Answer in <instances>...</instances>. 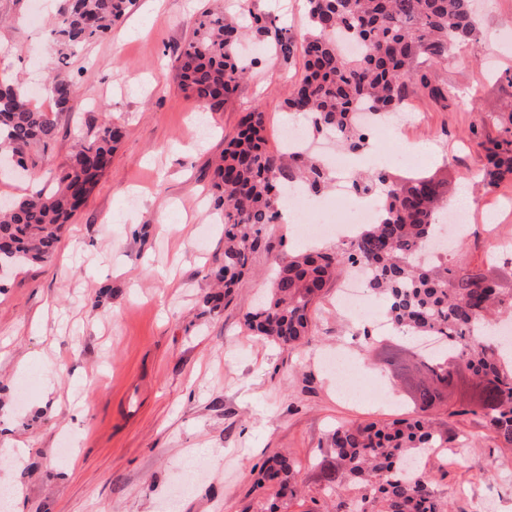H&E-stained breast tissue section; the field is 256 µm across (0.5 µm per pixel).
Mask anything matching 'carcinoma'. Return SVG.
Here are the masks:
<instances>
[{"label":"carcinoma","mask_w":512,"mask_h":512,"mask_svg":"<svg viewBox=\"0 0 512 512\" xmlns=\"http://www.w3.org/2000/svg\"><path fill=\"white\" fill-rule=\"evenodd\" d=\"M135 0H62L54 30L55 66L46 91L47 110L33 102L20 83L0 78V166L11 159L34 169L58 136V116L72 110L76 87L68 60L85 46L103 40L131 11ZM308 26L301 34L303 73L290 88L285 105L313 128L336 136L349 151L368 145L358 123V107L377 121L400 108L412 93L434 99L457 96L454 87L432 86L417 76L418 64L444 66L463 45L476 46L481 32L472 0H304ZM246 28L225 19L216 0H204L194 28L175 51L178 87L210 112H221L238 84L258 61L242 54L246 34L273 42L283 62L295 55L287 31L269 17L240 5ZM362 51L350 55L344 43ZM264 112L243 113L239 131L224 148L214 173L215 206L224 215V261L214 280L224 291L210 294L213 309L229 299L248 271L251 256L263 243L262 230L281 216L280 187L299 181L316 193L329 173L302 152H272L264 136ZM502 131L480 144L486 163L482 181L512 177V110ZM122 127L103 123L79 139L68 162L54 175L56 188L36 190L8 205L0 203V264H30L51 259L60 232L86 204L98 179L111 166L122 140ZM358 192L384 191L380 220L366 224L348 244L333 252L309 250L275 256L265 301L245 314V324L260 341L301 347L311 341V307L324 289L356 264L368 269L366 289L385 299L389 321L404 337L447 340L438 359L398 346L375 347V358L408 382L413 415L391 421L336 426L326 437L315 464L325 512H451L427 473L403 463L427 448H443L448 432L436 420L448 416L481 417L503 447L512 449V360L502 343L481 337V328L499 311L512 308L508 293L481 270L448 257L421 261L447 203L443 183L432 176H389L373 172L355 178ZM462 386L469 396L464 409L449 403V390ZM268 494L263 512H284L301 495L299 470L286 453L260 467L253 490Z\"/></svg>","instance_id":"carcinoma-1"}]
</instances>
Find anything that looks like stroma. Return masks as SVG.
<instances>
[{
    "label": "stroma",
    "instance_id": "obj_1",
    "mask_svg": "<svg viewBox=\"0 0 512 512\" xmlns=\"http://www.w3.org/2000/svg\"><path fill=\"white\" fill-rule=\"evenodd\" d=\"M289 35L307 26L301 0H252ZM58 0H0V73L42 85L52 58ZM202 0H137L110 38L72 58L78 87L59 137L34 176L0 177V200L50 186L74 139L109 121L125 136L85 206L62 230L51 261L0 277V488L20 489L22 512H259L260 466L285 452L299 464L303 494L286 512H323L312 465L336 425L408 416L373 404L393 378L368 357L358 317L336 308L329 286L300 349L258 341L244 315L267 289L271 256L253 254L251 274L225 307L209 310V270L224 259L213 223L212 173L243 112L266 115L278 151L284 99L302 57L264 56L223 111L203 112L173 77L177 47ZM481 42L447 68H427L457 98H412L397 140L421 146L420 171L483 201L461 252L512 289V254L490 257L485 233L512 236V177L483 190L476 136H497L490 114L512 110V0H477ZM396 140V141H397ZM357 359L352 395L319 363L327 350ZM448 446L427 463L452 512H512V451L497 448L480 418L445 421ZM498 459L494 475L484 466Z\"/></svg>",
    "mask_w": 512,
    "mask_h": 512
}]
</instances>
